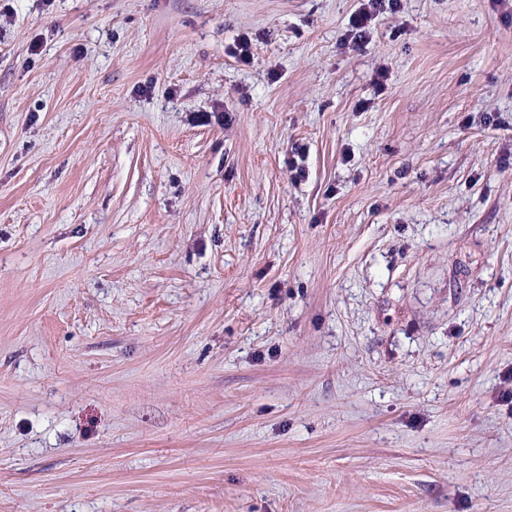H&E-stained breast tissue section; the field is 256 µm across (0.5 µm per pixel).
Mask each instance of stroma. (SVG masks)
Listing matches in <instances>:
<instances>
[{
  "instance_id": "obj_1",
  "label": "stroma",
  "mask_w": 512,
  "mask_h": 512,
  "mask_svg": "<svg viewBox=\"0 0 512 512\" xmlns=\"http://www.w3.org/2000/svg\"><path fill=\"white\" fill-rule=\"evenodd\" d=\"M358 7L0 0V512H512V0ZM358 12L351 19V29L348 30L347 38L354 44H359L366 38L367 25L384 9V0H363Z\"/></svg>"
}]
</instances>
